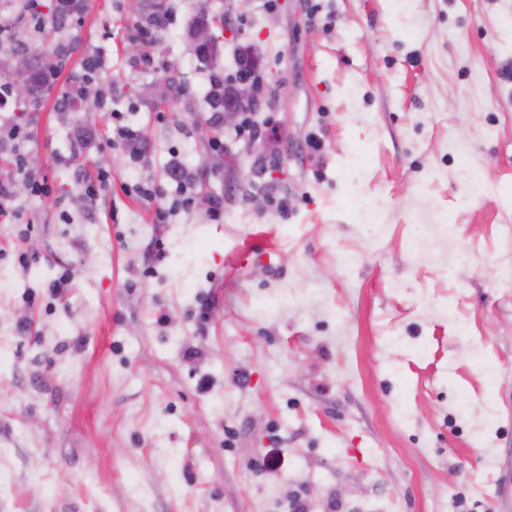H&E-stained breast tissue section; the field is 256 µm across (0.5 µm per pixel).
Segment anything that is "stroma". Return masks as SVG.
<instances>
[{"label": "stroma", "mask_w": 512, "mask_h": 512, "mask_svg": "<svg viewBox=\"0 0 512 512\" xmlns=\"http://www.w3.org/2000/svg\"><path fill=\"white\" fill-rule=\"evenodd\" d=\"M81 3L41 46L0 0L56 69L0 108V512H512V0H251L204 59L232 0ZM253 43L272 147L209 121ZM173 20L172 12L168 9L145 18L138 26V35L145 40H153L156 32L165 29ZM169 179L177 184V188L180 190L182 198L176 202L175 207H181L183 209H189L195 202V196L187 194V190L190 189L191 176L184 169L180 167H173L169 171Z\"/></svg>", "instance_id": "35a3bbf8"}]
</instances>
